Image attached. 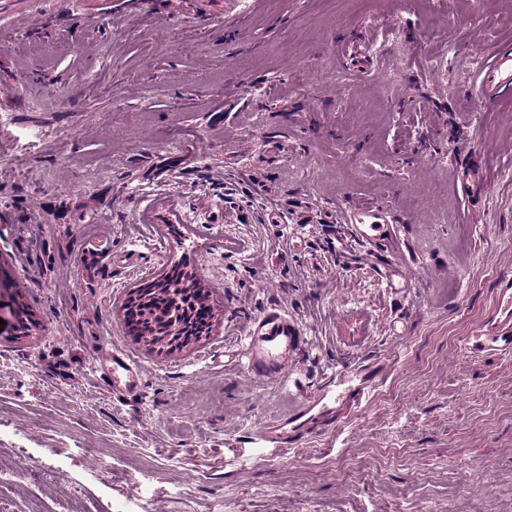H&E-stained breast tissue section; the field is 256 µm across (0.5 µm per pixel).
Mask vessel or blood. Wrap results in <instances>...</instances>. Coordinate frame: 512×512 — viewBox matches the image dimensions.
Masks as SVG:
<instances>
[{
    "label": "vessel or blood",
    "mask_w": 512,
    "mask_h": 512,
    "mask_svg": "<svg viewBox=\"0 0 512 512\" xmlns=\"http://www.w3.org/2000/svg\"><path fill=\"white\" fill-rule=\"evenodd\" d=\"M474 55L487 57V65L477 70L474 86L483 99L491 100L512 88V52L499 49L488 54L485 44L471 47ZM343 223L352 227L354 237L366 244L396 239L394 215L382 207H349L342 213ZM304 339L300 325L286 312L263 313L250 326L242 346L241 361L255 379L286 384L291 365ZM467 352L512 350V276L500 277L496 302L484 324L467 340ZM110 364L112 389L123 392L136 387L141 367L124 350L112 348L102 355ZM379 378L376 365L341 368L327 377L313 394L303 397L287 418L265 425L260 436L272 448L299 445L306 437L335 424L347 407L367 401Z\"/></svg>",
    "instance_id": "vessel-or-blood-1"
}]
</instances>
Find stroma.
Wrapping results in <instances>:
<instances>
[{"mask_svg": "<svg viewBox=\"0 0 512 512\" xmlns=\"http://www.w3.org/2000/svg\"><path fill=\"white\" fill-rule=\"evenodd\" d=\"M473 2L0 11V512H512V353L463 348L512 275V91L476 96L469 51L512 45V0L477 25ZM171 203L180 223L142 221ZM349 206L390 209L418 264L388 282L396 246L351 238ZM181 261L211 327L161 353L118 310ZM270 308L305 336L299 387L238 357ZM112 346L144 370L120 395ZM366 363L334 427L257 441Z\"/></svg>", "mask_w": 512, "mask_h": 512, "instance_id": "obj_1", "label": "stroma"}]
</instances>
